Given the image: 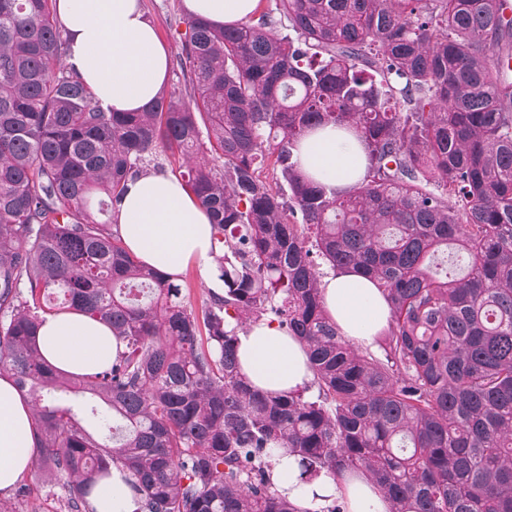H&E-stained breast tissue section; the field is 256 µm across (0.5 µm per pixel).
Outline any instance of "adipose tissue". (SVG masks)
I'll return each instance as SVG.
<instances>
[{
	"instance_id": "obj_1",
	"label": "adipose tissue",
	"mask_w": 512,
	"mask_h": 512,
	"mask_svg": "<svg viewBox=\"0 0 512 512\" xmlns=\"http://www.w3.org/2000/svg\"><path fill=\"white\" fill-rule=\"evenodd\" d=\"M186 11L217 26L246 22L259 0H183ZM69 38L66 62L91 88L96 102L112 112L142 111L168 77V59L141 0H56ZM304 173L332 187L363 178L361 144L336 126L307 134L295 152ZM129 251L144 264L177 279L188 262L215 250L208 212L177 178L154 171L131 181L116 216ZM323 302L342 333L370 343L388 323L390 309L372 280L360 271L332 270L322 279ZM44 358L59 370L91 374L113 361L121 346L106 324L79 312L46 316L38 338ZM242 372L258 389L285 394L312 379L306 350L276 324L260 322L239 332ZM32 402L13 380L0 375V492L10 491L27 473L37 440ZM273 481L279 494L303 512H323L332 499L347 512H388L374 484L364 478L337 482L329 475L301 480L295 458L277 453ZM96 512H135L137 504L120 471L91 495Z\"/></svg>"
}]
</instances>
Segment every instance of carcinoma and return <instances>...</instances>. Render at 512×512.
Segmentation results:
<instances>
[{"mask_svg":"<svg viewBox=\"0 0 512 512\" xmlns=\"http://www.w3.org/2000/svg\"><path fill=\"white\" fill-rule=\"evenodd\" d=\"M55 0H0V371L32 401L35 465L60 512H95L112 467L137 512H304L274 488L366 476L389 512H512V16L504 0H277L184 20L190 91L98 105L65 64ZM328 124L361 139L344 190L293 160ZM210 212L223 294L197 313L112 222L158 150ZM390 308L373 345L323 306V266ZM80 311L124 344L88 376L41 355L44 316ZM268 321L310 384L264 392L237 333Z\"/></svg>","mask_w":512,"mask_h":512,"instance_id":"1","label":"carcinoma"}]
</instances>
